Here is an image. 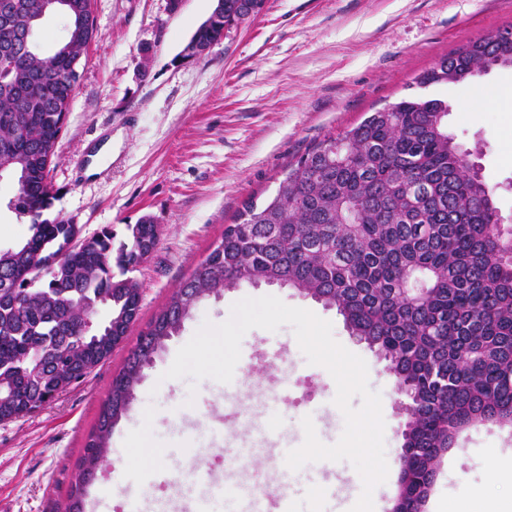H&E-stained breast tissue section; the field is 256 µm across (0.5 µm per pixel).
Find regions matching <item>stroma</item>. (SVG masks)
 <instances>
[{
	"label": "stroma",
	"mask_w": 512,
	"mask_h": 512,
	"mask_svg": "<svg viewBox=\"0 0 512 512\" xmlns=\"http://www.w3.org/2000/svg\"><path fill=\"white\" fill-rule=\"evenodd\" d=\"M215 0H94L98 35L82 58L72 108L49 179L52 214L82 236L154 217L151 257L134 271L140 286L132 337L169 302L244 204L264 202L289 163L328 134L408 97L448 101V132L471 151L503 217H512V69L419 88L415 78L468 42L512 30V0H263L208 54L182 51ZM495 103L475 106L476 94ZM272 295L312 311L368 367L385 423L388 476L373 492L392 512L399 488L403 396L384 363L350 335L336 310L296 289L242 284L203 299L178 336L143 370L135 398L112 432L111 453L91 490L90 512H183L196 467L227 492L209 512H240L241 488H287L291 512H350L363 484L350 462L291 470L287 453L344 429L329 372L308 364L291 326L249 330L233 379H168L178 350L207 322L220 324L246 297ZM130 341L51 403L0 422V512H63L84 442L97 423ZM483 494L485 512L512 497V428L488 424L446 449L423 512Z\"/></svg>",
	"instance_id": "obj_1"
}]
</instances>
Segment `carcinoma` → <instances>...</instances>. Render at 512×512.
Instances as JSON below:
<instances>
[{"instance_id":"obj_1","label":"carcinoma","mask_w":512,"mask_h":512,"mask_svg":"<svg viewBox=\"0 0 512 512\" xmlns=\"http://www.w3.org/2000/svg\"><path fill=\"white\" fill-rule=\"evenodd\" d=\"M46 0H0V176L16 179L8 207L28 220L23 241L0 248V416L31 412L52 380L30 373L40 351L55 350L65 371L87 376L126 339L140 308L127 273L158 245L149 217L127 225L113 247L106 228L80 249L67 248L68 221L49 218L48 182L61 112L69 110L78 64L98 35L92 4L82 17L65 13L66 35L51 54L27 52L13 37L37 29ZM263 0H220L192 40L215 44ZM512 57V39H478L416 78L421 88L460 83ZM448 103L415 97L371 113L330 134L296 162L264 204L247 202L170 302L142 331L113 378L96 427L87 436L65 512H86L90 486L127 413L143 370L177 335L194 306L241 281L288 286L343 316L351 335L383 357L385 370L415 393L403 435L409 449L406 485L395 503L419 512L428 477L445 448L469 426H512V225L490 205L493 188L474 171L471 153L448 135ZM38 260L48 276L24 286ZM120 275H115L112 266ZM109 308L110 318L84 337L81 310Z\"/></svg>"}]
</instances>
